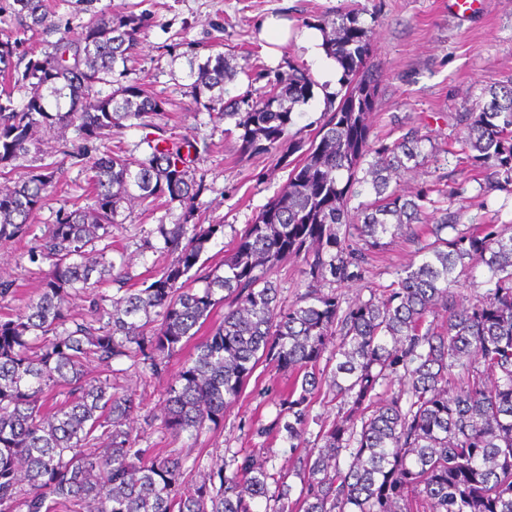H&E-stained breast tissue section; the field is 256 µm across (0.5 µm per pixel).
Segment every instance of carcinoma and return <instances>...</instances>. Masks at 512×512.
Here are the masks:
<instances>
[{
    "label": "carcinoma",
    "instance_id": "cac0c4a2",
    "mask_svg": "<svg viewBox=\"0 0 512 512\" xmlns=\"http://www.w3.org/2000/svg\"><path fill=\"white\" fill-rule=\"evenodd\" d=\"M14 4L26 27L45 23L44 0ZM144 29V15L126 12L91 20L76 39L63 33L52 53L26 67L19 108L7 89L15 47L0 42V175L30 148L43 152L34 132L73 126L83 144L68 156L86 168L94 196L90 210L66 211L48 227L29 254L48 266L37 297L0 317V512H512V228H460L457 188L436 200L401 189L402 174L426 157L424 138L415 128L390 144L371 138L381 72L359 11L341 7L323 20L343 76L308 143L287 136L295 107L313 95L307 69L291 65L253 95L229 96L228 58L200 60L188 45L189 95L235 120L242 153L298 155L220 268L200 263L224 225L190 223L206 185L181 140L149 145L135 169L119 155H91L113 127L145 125L162 111L163 101L129 78ZM99 84L112 92L101 95ZM487 93L454 116L463 160L485 174L486 192L512 185V82ZM366 184L371 198L350 213ZM52 188L50 166L31 164L0 189L1 242L28 236ZM129 198L176 202L183 221L159 225L171 260L148 285L108 295L99 287L117 278L106 259L109 229ZM429 210L439 217L416 261L381 292L344 307L323 291L359 277L364 256L386 238L417 236ZM292 255L303 258L308 288L287 303L273 275ZM466 273L475 292L465 303L458 288ZM78 294L81 312L71 307ZM219 307L223 320L166 394L165 430L177 438L219 425L259 362L275 363L291 382L268 430L290 448H308L297 457L294 500L286 474L249 455L233 460L231 474L221 465L185 492L181 453L147 462L126 429L143 401L113 390L112 362L160 372ZM327 352L335 365L322 368ZM90 357L104 367L95 379L84 369ZM325 385L339 409L310 448L311 406Z\"/></svg>",
    "mask_w": 512,
    "mask_h": 512
}]
</instances>
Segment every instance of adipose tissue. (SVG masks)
<instances>
[{
  "label": "adipose tissue",
  "instance_id": "1",
  "mask_svg": "<svg viewBox=\"0 0 512 512\" xmlns=\"http://www.w3.org/2000/svg\"><path fill=\"white\" fill-rule=\"evenodd\" d=\"M259 36L270 45V55H277L279 45L285 44L288 39H297L304 49L313 67L319 83L326 91H334L341 77V70L337 63L327 57L324 48L325 36L316 28L303 30L299 35H292L288 19L275 14L265 16L259 23Z\"/></svg>",
  "mask_w": 512,
  "mask_h": 512
}]
</instances>
